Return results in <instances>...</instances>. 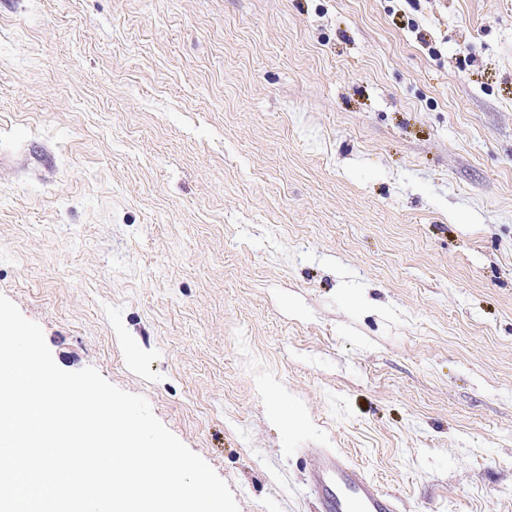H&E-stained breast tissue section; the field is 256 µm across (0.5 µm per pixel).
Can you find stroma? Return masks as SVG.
Returning <instances> with one entry per match:
<instances>
[{"label":"stroma","mask_w":512,"mask_h":512,"mask_svg":"<svg viewBox=\"0 0 512 512\" xmlns=\"http://www.w3.org/2000/svg\"><path fill=\"white\" fill-rule=\"evenodd\" d=\"M0 295L239 512H512V0H0ZM309 484L321 512H394L388 495L360 467L326 449L314 454Z\"/></svg>","instance_id":"35a3bbf8"}]
</instances>
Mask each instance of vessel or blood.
Returning <instances> with one entry per match:
<instances>
[{
    "label": "vessel or blood",
    "instance_id": "b4317fda",
    "mask_svg": "<svg viewBox=\"0 0 512 512\" xmlns=\"http://www.w3.org/2000/svg\"><path fill=\"white\" fill-rule=\"evenodd\" d=\"M309 484L322 512H392L388 495L360 467L332 451L315 452Z\"/></svg>",
    "mask_w": 512,
    "mask_h": 512
}]
</instances>
